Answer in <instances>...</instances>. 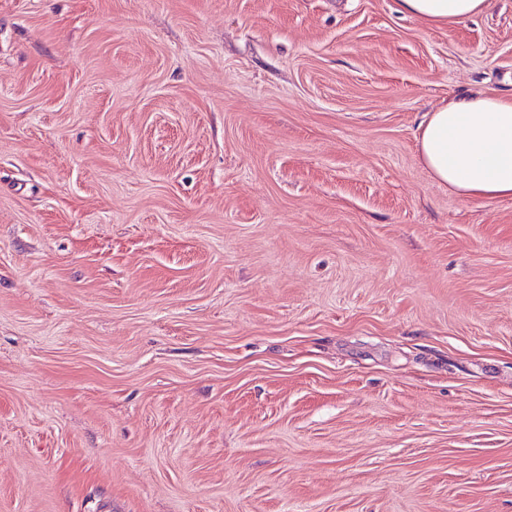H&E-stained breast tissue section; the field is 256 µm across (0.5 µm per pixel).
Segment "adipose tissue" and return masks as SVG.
Instances as JSON below:
<instances>
[{
    "label": "adipose tissue",
    "instance_id": "1",
    "mask_svg": "<svg viewBox=\"0 0 512 512\" xmlns=\"http://www.w3.org/2000/svg\"><path fill=\"white\" fill-rule=\"evenodd\" d=\"M400 12L430 27L482 14L490 0H397ZM420 158L439 182L464 197L512 198V95H459L421 125Z\"/></svg>",
    "mask_w": 512,
    "mask_h": 512
}]
</instances>
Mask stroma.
<instances>
[{"mask_svg": "<svg viewBox=\"0 0 512 512\" xmlns=\"http://www.w3.org/2000/svg\"><path fill=\"white\" fill-rule=\"evenodd\" d=\"M512 0H0V512H512V199L418 139ZM399 11L429 27L448 26L482 14L490 0H397Z\"/></svg>", "mask_w": 512, "mask_h": 512, "instance_id": "35a3bbf8", "label": "stroma"}]
</instances>
